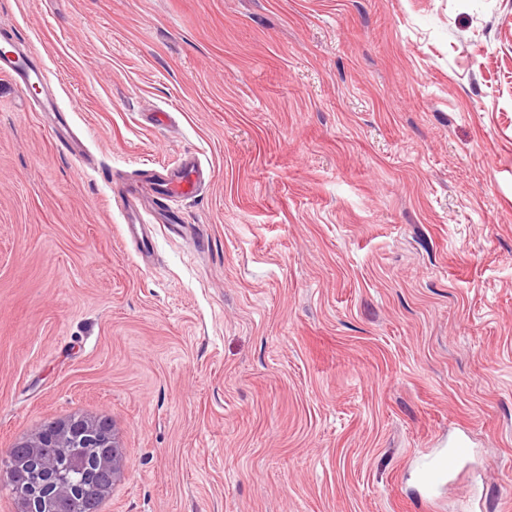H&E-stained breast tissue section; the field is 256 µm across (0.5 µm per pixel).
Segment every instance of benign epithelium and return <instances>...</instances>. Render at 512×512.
<instances>
[{
  "label": "benign epithelium",
  "instance_id": "7a95c632",
  "mask_svg": "<svg viewBox=\"0 0 512 512\" xmlns=\"http://www.w3.org/2000/svg\"><path fill=\"white\" fill-rule=\"evenodd\" d=\"M73 445L97 449L93 471L103 475L96 487L97 495H105L121 478L122 455L111 424L87 418L47 424L0 461V477L7 476L22 501L23 512H83L84 468L61 473L55 458L47 452L49 448Z\"/></svg>",
  "mask_w": 512,
  "mask_h": 512
}]
</instances>
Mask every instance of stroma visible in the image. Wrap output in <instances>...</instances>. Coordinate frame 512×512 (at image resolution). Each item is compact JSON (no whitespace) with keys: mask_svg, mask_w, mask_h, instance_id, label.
I'll return each instance as SVG.
<instances>
[{"mask_svg":"<svg viewBox=\"0 0 512 512\" xmlns=\"http://www.w3.org/2000/svg\"><path fill=\"white\" fill-rule=\"evenodd\" d=\"M0 31L44 72L0 76V457L91 417L100 512H421L461 436L437 512H512V0H0ZM187 152L138 256L117 194ZM145 189H135L133 195L145 194L158 208H165L172 198L190 199L205 181L204 170L193 153H185L181 165L174 171L158 172ZM449 448H454L447 456L429 462L420 469V483L425 489H434L443 483L467 458L468 444L463 439L452 442Z\"/></svg>","mask_w":512,"mask_h":512,"instance_id":"35a3bbf8","label":"stroma"}]
</instances>
